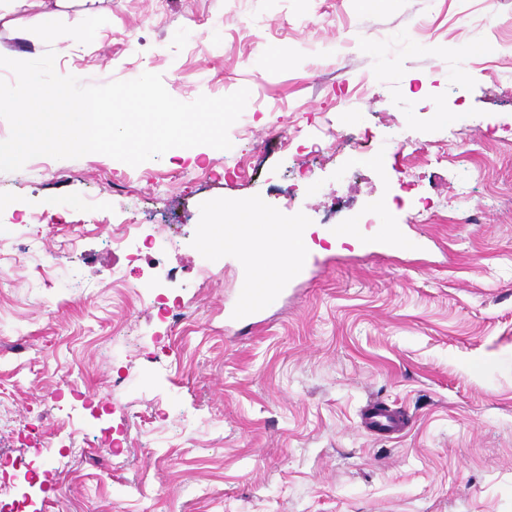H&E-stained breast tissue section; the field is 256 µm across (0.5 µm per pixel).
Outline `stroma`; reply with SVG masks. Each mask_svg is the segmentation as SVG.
<instances>
[{
	"instance_id": "35a3bbf8",
	"label": "stroma",
	"mask_w": 512,
	"mask_h": 512,
	"mask_svg": "<svg viewBox=\"0 0 512 512\" xmlns=\"http://www.w3.org/2000/svg\"><path fill=\"white\" fill-rule=\"evenodd\" d=\"M61 37L0 0V52L86 85L160 74L177 100L250 92L232 152L180 148L130 166L37 157L0 172V488L44 512H512V0H102ZM470 116L443 162L435 111ZM333 129L326 150L284 135ZM371 164L342 179L348 139ZM246 164L250 177L231 170ZM412 175L400 187L398 168ZM410 252L327 237L370 201ZM300 215L317 264L254 324L226 317L236 255L201 242L216 206ZM24 214L38 215L21 224ZM177 239L162 267L129 261V222ZM39 238L37 253L17 244ZM149 281L143 293L132 283ZM179 298L180 324L152 300ZM108 395L109 410L72 404ZM400 436L360 426L371 400ZM34 424L35 442L19 430ZM123 441L99 446L104 431ZM81 452L64 470L45 458Z\"/></svg>"
}]
</instances>
